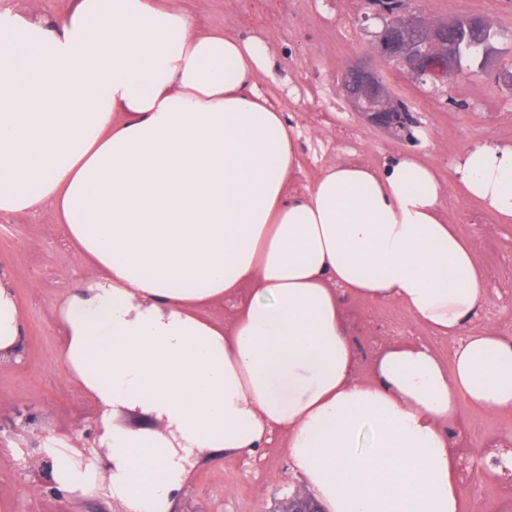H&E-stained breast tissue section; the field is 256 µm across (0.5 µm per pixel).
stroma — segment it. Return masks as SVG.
<instances>
[{"instance_id": "1", "label": "stroma", "mask_w": 512, "mask_h": 512, "mask_svg": "<svg viewBox=\"0 0 512 512\" xmlns=\"http://www.w3.org/2000/svg\"><path fill=\"white\" fill-rule=\"evenodd\" d=\"M196 15L201 29L222 27L262 37L275 53L279 68L274 77L258 75L260 91L276 108L287 112L300 133L298 152L305 183H313L336 155L332 142L337 120L353 123L367 150L368 167L381 168L386 158L413 151L433 167L448 198L466 212L455 228L476 245V259L486 273L491 325L512 334V303L502 296L512 283L499 276L512 268V223H502L481 202L471 198L456 162L471 144L494 141L512 145V88L495 86L492 73L512 57V0H502L505 22L497 24L494 48L485 68L464 71L445 91L409 73H396L380 58L376 19L358 15L356 34L342 56L323 50V14H335L336 0H180ZM421 16L433 23L466 15H482L484 0H416ZM373 67L394 98L418 105L434 103L420 113L411 136L389 135L361 119L353 107L340 116L316 123L313 113L295 105L293 87L309 80L335 87L336 75L353 63ZM63 230L50 215L0 212V273L12 280L25 310L24 349L20 360L0 363V512H55L67 504L70 512H112L106 498L61 501L50 485L43 455L60 442L90 439L98 414L94 401L54 364L61 342L55 301L66 290L84 284L90 272L81 266L71 246L62 242ZM347 310L352 337L384 333L397 324H413L411 316L393 305L351 300ZM468 444L483 447L487 438L512 436V415H487L461 408ZM465 496L461 512H512V495L502 493L496 477L468 461L461 471ZM305 481L288 465L286 438L274 436L270 445L251 454L225 453L204 460L191 475L173 512H270L298 492Z\"/></svg>"}]
</instances>
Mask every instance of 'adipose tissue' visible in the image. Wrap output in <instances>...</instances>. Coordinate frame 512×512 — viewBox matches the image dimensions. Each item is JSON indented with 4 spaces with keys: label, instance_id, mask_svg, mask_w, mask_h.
Returning <instances> with one entry per match:
<instances>
[{
    "label": "adipose tissue",
    "instance_id": "ef3b65f1",
    "mask_svg": "<svg viewBox=\"0 0 512 512\" xmlns=\"http://www.w3.org/2000/svg\"><path fill=\"white\" fill-rule=\"evenodd\" d=\"M278 68L261 38L201 31L175 0L0 21V212H50L94 271L56 306L55 363L98 406L106 454L49 449L52 483L171 512L190 458L281 432L324 512H459L460 402L512 412V337L466 328L486 301L475 246L413 154L339 161L294 190L299 134L255 83ZM459 169L512 220V146L474 145ZM351 297L450 338V361L396 343L362 380ZM224 304L227 322L206 316ZM23 333L0 276V357Z\"/></svg>",
    "mask_w": 512,
    "mask_h": 512
}]
</instances>
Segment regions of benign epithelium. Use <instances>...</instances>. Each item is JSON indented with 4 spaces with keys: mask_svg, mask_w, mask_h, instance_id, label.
<instances>
[{
    "mask_svg": "<svg viewBox=\"0 0 512 512\" xmlns=\"http://www.w3.org/2000/svg\"><path fill=\"white\" fill-rule=\"evenodd\" d=\"M381 20L377 50L382 58H402L417 77L458 71L457 57L448 52L447 35L459 32V22L430 26L414 15L403 21L387 16ZM341 81L346 95L360 105L368 124L396 135L418 123L416 113L393 111V96L372 69L355 64L342 73ZM288 505L292 510L282 508L278 512H320V506L310 502L307 495L290 499Z\"/></svg>",
    "mask_w": 512,
    "mask_h": 512,
    "instance_id": "benign-epithelium-1",
    "label": "benign epithelium"
}]
</instances>
